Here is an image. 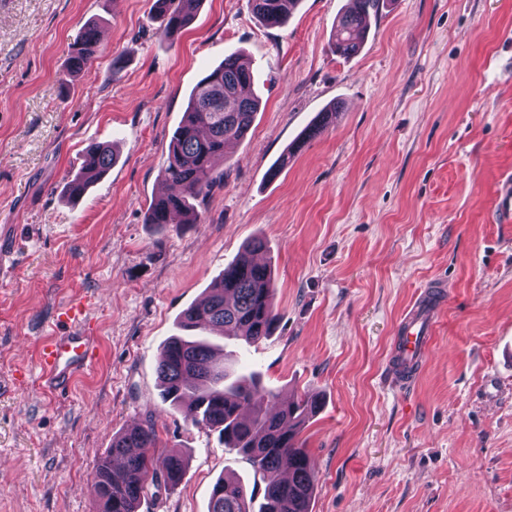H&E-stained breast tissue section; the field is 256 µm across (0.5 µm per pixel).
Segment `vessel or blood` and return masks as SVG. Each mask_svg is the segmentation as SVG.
<instances>
[{"label":"vessel or blood","mask_w":512,"mask_h":512,"mask_svg":"<svg viewBox=\"0 0 512 512\" xmlns=\"http://www.w3.org/2000/svg\"><path fill=\"white\" fill-rule=\"evenodd\" d=\"M496 223H512V173L501 180L500 191L492 205ZM445 293L441 281L434 280L421 290L404 312L397 329L393 355L394 378L398 386H408L415 369L429 353L437 310ZM69 326L49 336L41 350V374L45 385L66 390L80 375L87 373L93 363L95 342L82 328L78 317L83 310L68 306L63 310Z\"/></svg>","instance_id":"1"}]
</instances>
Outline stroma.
<instances>
[{
    "mask_svg": "<svg viewBox=\"0 0 512 512\" xmlns=\"http://www.w3.org/2000/svg\"><path fill=\"white\" fill-rule=\"evenodd\" d=\"M347 8L300 0L270 28L251 0H204L168 38L152 0H0V512H98V460L148 414L158 457L187 467L138 512H208L227 475L263 490L216 432L162 402L157 375L183 311L256 236L279 327L226 350L279 399L320 401L300 433L311 512H512V224L491 212L512 172V0H384L343 57ZM88 23L99 52L76 75L69 46ZM233 52L260 100L248 134L199 223H145L193 88ZM335 101V125L307 138ZM94 143L116 160L69 201ZM433 279L448 300L402 389L396 325ZM86 299L95 366L48 389L46 333Z\"/></svg>",
    "mask_w": 512,
    "mask_h": 512,
    "instance_id": "stroma-1",
    "label": "stroma"
}]
</instances>
